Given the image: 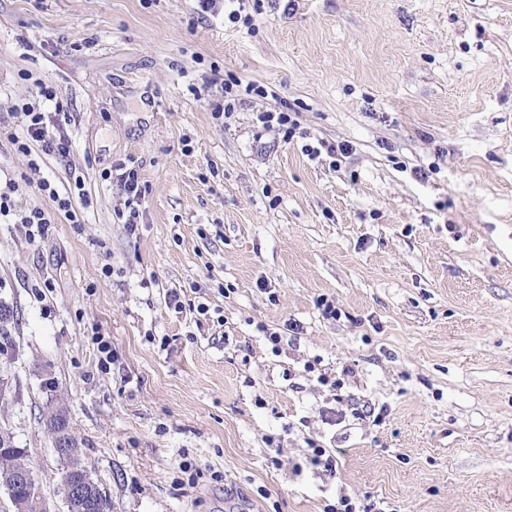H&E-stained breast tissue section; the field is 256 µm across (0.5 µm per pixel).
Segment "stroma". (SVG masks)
I'll list each match as a JSON object with an SVG mask.
<instances>
[{"label": "stroma", "mask_w": 512, "mask_h": 512, "mask_svg": "<svg viewBox=\"0 0 512 512\" xmlns=\"http://www.w3.org/2000/svg\"><path fill=\"white\" fill-rule=\"evenodd\" d=\"M194 7L0 0V113L54 87L71 155L40 173L80 216L34 244L0 224V428L53 512L61 401L112 512H322L342 493L512 512V0H247L250 26ZM233 79L268 95L214 118ZM271 110L298 113L292 139L258 122ZM322 139L350 151L308 156ZM125 165L146 188L132 233ZM287 321L303 332L272 353L257 326Z\"/></svg>", "instance_id": "obj_1"}]
</instances>
